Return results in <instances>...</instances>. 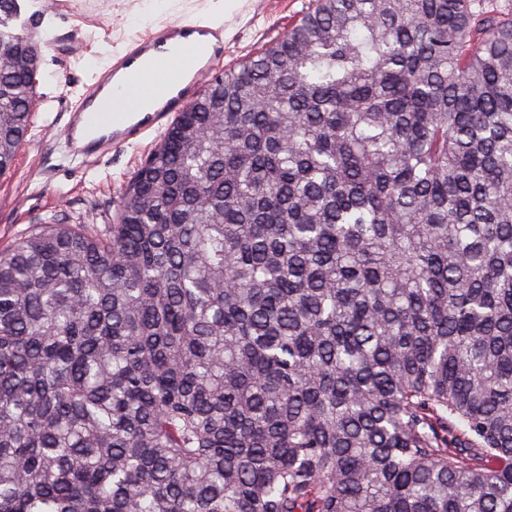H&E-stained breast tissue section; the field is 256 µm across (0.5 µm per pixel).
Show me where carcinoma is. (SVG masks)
Returning a JSON list of instances; mask_svg holds the SVG:
<instances>
[{"mask_svg":"<svg viewBox=\"0 0 512 512\" xmlns=\"http://www.w3.org/2000/svg\"><path fill=\"white\" fill-rule=\"evenodd\" d=\"M316 0L123 191L0 253V512H512V21ZM0 0V176L41 48Z\"/></svg>","mask_w":512,"mask_h":512,"instance_id":"1","label":"carcinoma"}]
</instances>
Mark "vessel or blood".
Returning a JSON list of instances; mask_svg holds the SVG:
<instances>
[{"instance_id":"b4317fda","label":"vessel or blood","mask_w":512,"mask_h":512,"mask_svg":"<svg viewBox=\"0 0 512 512\" xmlns=\"http://www.w3.org/2000/svg\"><path fill=\"white\" fill-rule=\"evenodd\" d=\"M222 22L192 17L147 29L101 68L80 102L61 117L74 158L98 160L168 127L224 66ZM164 80L151 81L157 68Z\"/></svg>"}]
</instances>
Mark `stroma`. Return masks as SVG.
<instances>
[{"label":"stroma","instance_id":"35a3bbf8","mask_svg":"<svg viewBox=\"0 0 512 512\" xmlns=\"http://www.w3.org/2000/svg\"><path fill=\"white\" fill-rule=\"evenodd\" d=\"M40 2L27 0L21 21L29 28L45 24L53 43L43 52L27 141L0 177V252L55 214L74 224L111 223L127 182L158 143L154 135L92 162L63 154L58 116L113 51L152 23L203 13L224 22L231 67L281 39L313 6V0H239L224 10L218 0H56L58 16L46 23Z\"/></svg>","mask_w":512,"mask_h":512}]
</instances>
